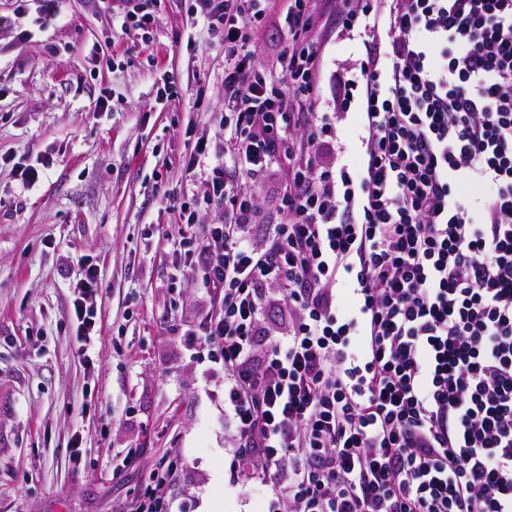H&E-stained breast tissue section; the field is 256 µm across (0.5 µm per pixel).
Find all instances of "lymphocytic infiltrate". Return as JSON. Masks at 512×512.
I'll list each match as a JSON object with an SVG mask.
<instances>
[{
  "instance_id": "lymphocytic-infiltrate-1",
  "label": "lymphocytic infiltrate",
  "mask_w": 512,
  "mask_h": 512,
  "mask_svg": "<svg viewBox=\"0 0 512 512\" xmlns=\"http://www.w3.org/2000/svg\"><path fill=\"white\" fill-rule=\"evenodd\" d=\"M267 2L191 0L224 48V128L180 161L203 197L171 206L235 440L288 512H512V0H333L365 38L335 110L358 111L352 169L324 152L335 112L311 109V0H288L275 74L249 49ZM281 165L256 225L246 183ZM205 204L223 220L200 227ZM98 281L89 264L74 284L82 356ZM183 460L171 446L137 512H174Z\"/></svg>"
}]
</instances>
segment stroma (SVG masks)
<instances>
[{
    "instance_id": "35a3bbf8",
    "label": "stroma",
    "mask_w": 512,
    "mask_h": 512,
    "mask_svg": "<svg viewBox=\"0 0 512 512\" xmlns=\"http://www.w3.org/2000/svg\"><path fill=\"white\" fill-rule=\"evenodd\" d=\"M187 6L162 0L142 29L124 25L123 0H64L44 25L0 0V512H133L174 442L186 459L170 487L177 512H266L274 497L238 471L223 375L185 346L205 292L192 272L172 277L169 201L205 191L178 167L184 132L212 140L224 122V50ZM285 7L270 0L252 35L269 70ZM363 54L361 39H329L320 111ZM166 73L179 102L158 92ZM40 157L51 165L25 188L19 173ZM89 263L103 303L87 364L67 312Z\"/></svg>"
}]
</instances>
